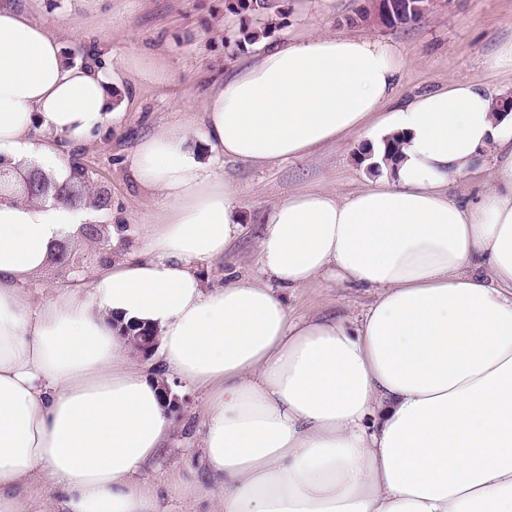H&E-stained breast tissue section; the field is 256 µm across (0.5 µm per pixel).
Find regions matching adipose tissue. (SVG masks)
I'll return each instance as SVG.
<instances>
[{
	"label": "adipose tissue",
	"instance_id": "1",
	"mask_svg": "<svg viewBox=\"0 0 512 512\" xmlns=\"http://www.w3.org/2000/svg\"><path fill=\"white\" fill-rule=\"evenodd\" d=\"M74 30L0 0V168L75 179L68 147L118 126L113 65L67 61ZM200 118L129 159L162 204L138 245L32 306L24 286L92 207L0 195V512L57 490L46 512H162L140 482L176 415L161 382L204 388L199 454L215 512H512V91L471 76L402 98L389 42L259 37ZM362 132L380 167L342 195L319 188L262 217L256 269L211 286L243 229L225 160H286ZM399 139L395 158L386 143ZM482 173L476 199L457 177ZM376 297L358 321L290 316L282 293L318 278ZM159 334L133 365L128 322Z\"/></svg>",
	"mask_w": 512,
	"mask_h": 512
}]
</instances>
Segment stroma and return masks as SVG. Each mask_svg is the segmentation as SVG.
Instances as JSON below:
<instances>
[{
    "label": "stroma",
    "instance_id": "obj_1",
    "mask_svg": "<svg viewBox=\"0 0 512 512\" xmlns=\"http://www.w3.org/2000/svg\"><path fill=\"white\" fill-rule=\"evenodd\" d=\"M365 2L307 0L306 10L300 12L295 0H283L286 22L270 39L283 45L296 33L336 32L397 43L405 55L402 95L406 98L439 88L452 75L475 76L495 87L512 81L510 73L491 74L483 67L484 55L512 39V0H432L423 19L395 28L351 24V17ZM45 9L67 14L69 25L82 33L67 44L69 58L85 62L108 57L121 65L132 56L160 54L169 62L170 76L158 84L130 74L123 90L127 114L120 128L92 144L68 149V157L87 167L92 176L84 198L104 191L111 203L98 212L97 235L85 234L68 243L80 268L48 261L27 289L34 302L46 286L90 285L105 261L135 251V235L115 242L107 232L108 225L124 222L129 215L146 217L153 208L127 167L129 154L165 125L196 117L203 96L230 67L247 62L251 53L250 46L239 45L240 17L225 10L224 0H86L82 5L75 0H46ZM362 147L359 137L350 136L286 161H225L224 178L240 194L244 231L223 262L201 268L204 280L220 284L225 278L253 272L261 215L272 203L317 187L345 194L366 184L370 173L360 155ZM285 298L295 317L341 313L355 318L374 294L319 279L308 287L286 291ZM178 395L184 401L178 424L166 447L140 475L147 487L162 491L163 512H190L193 506L189 498L167 494V487L205 482L197 459L187 455L202 439L205 396L185 387Z\"/></svg>",
    "mask_w": 512,
    "mask_h": 512
}]
</instances>
